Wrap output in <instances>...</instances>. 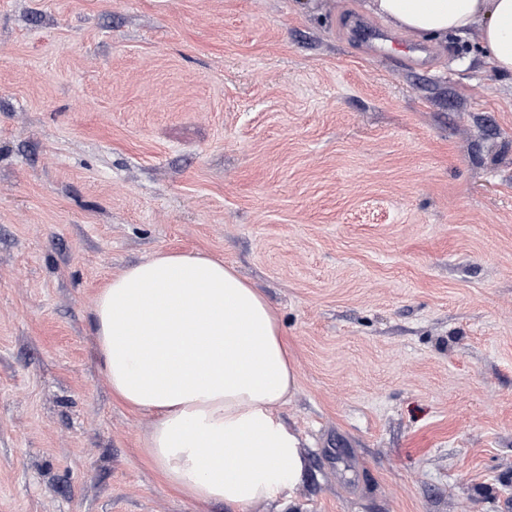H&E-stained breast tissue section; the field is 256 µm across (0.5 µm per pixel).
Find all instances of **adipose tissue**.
I'll use <instances>...</instances> for the list:
<instances>
[{
  "label": "adipose tissue",
  "instance_id": "ef3b65f1",
  "mask_svg": "<svg viewBox=\"0 0 512 512\" xmlns=\"http://www.w3.org/2000/svg\"><path fill=\"white\" fill-rule=\"evenodd\" d=\"M417 41L478 29L479 49L512 76V0H366ZM93 320L113 394L153 418L147 455L186 497L249 512L295 501L301 439L278 414L298 373L268 300L232 265L161 251L114 275Z\"/></svg>",
  "mask_w": 512,
  "mask_h": 512
}]
</instances>
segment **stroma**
<instances>
[{
	"instance_id": "stroma-1",
	"label": "stroma",
	"mask_w": 512,
	"mask_h": 512,
	"mask_svg": "<svg viewBox=\"0 0 512 512\" xmlns=\"http://www.w3.org/2000/svg\"><path fill=\"white\" fill-rule=\"evenodd\" d=\"M361 0H0V512H227L149 464L92 308L161 250L276 310L297 512H512V78Z\"/></svg>"
}]
</instances>
